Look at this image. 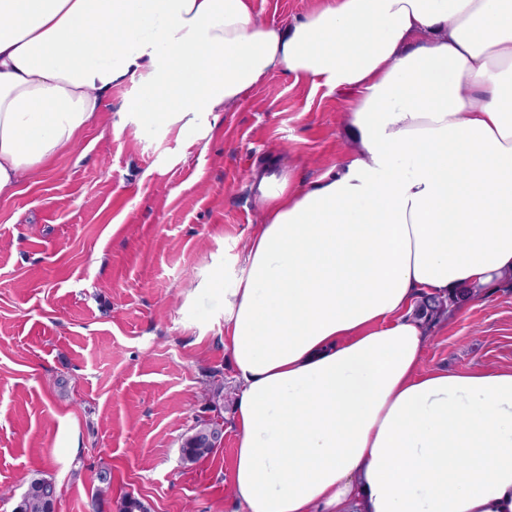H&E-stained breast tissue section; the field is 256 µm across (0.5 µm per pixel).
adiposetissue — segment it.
Masks as SVG:
<instances>
[{
  "instance_id": "obj_1",
  "label": "adipose tissue",
  "mask_w": 512,
  "mask_h": 512,
  "mask_svg": "<svg viewBox=\"0 0 512 512\" xmlns=\"http://www.w3.org/2000/svg\"><path fill=\"white\" fill-rule=\"evenodd\" d=\"M343 95L350 147L263 209L224 287L240 512H512V367L423 364L428 296L512 273V0H0V199L134 80L131 123L208 135L275 74ZM315 0H253L258 19L268 24H285L314 7Z\"/></svg>"
}]
</instances>
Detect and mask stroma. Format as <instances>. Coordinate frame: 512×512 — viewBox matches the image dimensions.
Segmentation results:
<instances>
[{
  "label": "stroma",
  "instance_id": "obj_1",
  "mask_svg": "<svg viewBox=\"0 0 512 512\" xmlns=\"http://www.w3.org/2000/svg\"><path fill=\"white\" fill-rule=\"evenodd\" d=\"M341 95L276 74L209 137L102 113L79 145L0 200V491L52 477L58 512H236L233 428L209 456L181 446L204 390L235 388L224 349L231 266L262 212L251 173L269 161L308 178L347 144ZM424 362L512 367V279L430 323ZM108 469L111 490L94 496Z\"/></svg>",
  "mask_w": 512,
  "mask_h": 512
}]
</instances>
